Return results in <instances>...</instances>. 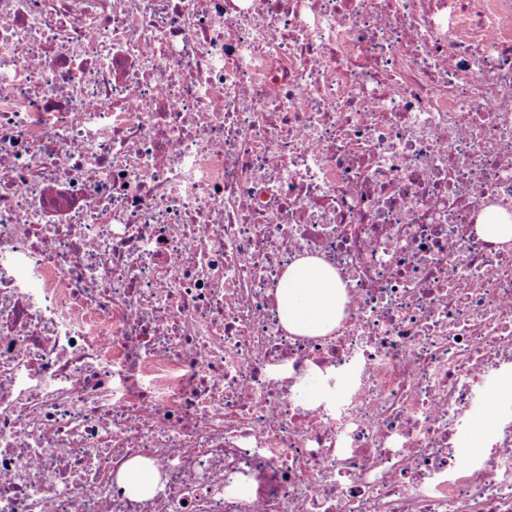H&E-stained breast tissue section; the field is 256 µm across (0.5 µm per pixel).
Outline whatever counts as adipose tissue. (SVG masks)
<instances>
[{
  "label": "adipose tissue",
  "instance_id": "obj_1",
  "mask_svg": "<svg viewBox=\"0 0 512 512\" xmlns=\"http://www.w3.org/2000/svg\"><path fill=\"white\" fill-rule=\"evenodd\" d=\"M343 285L321 259L302 257L291 263L277 290L281 319L288 331L324 335L336 326Z\"/></svg>",
  "mask_w": 512,
  "mask_h": 512
}]
</instances>
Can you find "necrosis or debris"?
<instances>
[{
  "label": "necrosis or debris",
  "instance_id": "obj_1",
  "mask_svg": "<svg viewBox=\"0 0 512 512\" xmlns=\"http://www.w3.org/2000/svg\"><path fill=\"white\" fill-rule=\"evenodd\" d=\"M497 207L512 0H0V512H512ZM485 217V223L480 225L481 232L487 240L505 242L512 240V216L505 209L496 208ZM344 286L321 259L301 257L291 263L277 290L278 307L290 332L325 335L336 327ZM122 483L129 494L148 497L153 490V477L149 466L140 461L129 463L121 476Z\"/></svg>",
  "mask_w": 512,
  "mask_h": 512
}]
</instances>
